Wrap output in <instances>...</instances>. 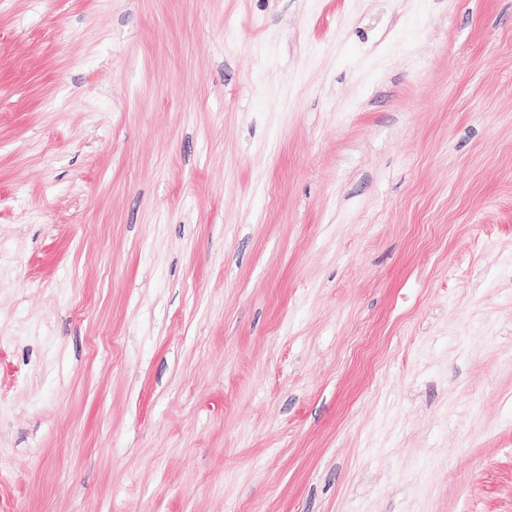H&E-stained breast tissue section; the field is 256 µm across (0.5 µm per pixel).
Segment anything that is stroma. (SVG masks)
<instances>
[{"mask_svg":"<svg viewBox=\"0 0 512 512\" xmlns=\"http://www.w3.org/2000/svg\"><path fill=\"white\" fill-rule=\"evenodd\" d=\"M0 512H512V0H0Z\"/></svg>","mask_w":512,"mask_h":512,"instance_id":"1","label":"stroma"}]
</instances>
